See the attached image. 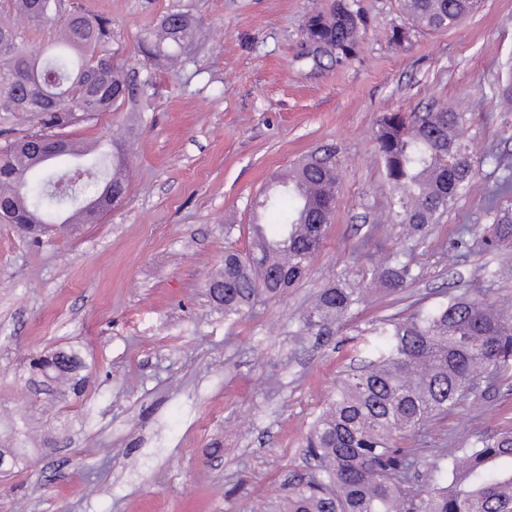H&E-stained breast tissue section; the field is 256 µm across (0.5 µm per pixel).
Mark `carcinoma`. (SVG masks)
<instances>
[{"label": "carcinoma", "mask_w": 512, "mask_h": 512, "mask_svg": "<svg viewBox=\"0 0 512 512\" xmlns=\"http://www.w3.org/2000/svg\"><path fill=\"white\" fill-rule=\"evenodd\" d=\"M331 0L311 14L306 41L353 55L364 22H354L346 4ZM417 26L449 29L475 12L480 0H402ZM11 21L0 19V112L22 113L33 131L20 138L0 135V199L19 208L1 213L6 224L37 225L50 214L70 209L90 213L99 197L126 192V158L121 148L112 160L93 151L69 157L84 177L75 182L70 168H53L37 183L33 171L37 141L49 142L56 130L91 123L135 98L136 88L117 68L98 84L91 72L103 59L119 55L112 20L78 9L73 0H7ZM56 29L57 37L39 51L29 31ZM194 19L181 12L165 15L143 37L147 57H174L186 50ZM466 112L437 110L385 116L375 134L392 189L396 223L414 234L425 232L448 210L473 179L469 147L462 133ZM339 174L326 157L312 155L272 180L252 203L260 221L250 225L246 252L224 253V292L210 282L224 313L240 316L262 297H277L302 280L323 243L336 207ZM376 279L396 292L415 280L409 264L395 260L376 271ZM363 289L344 277L321 290L303 317L301 330H320L353 316ZM382 343L374 359L340 377L328 407L306 439L314 460L308 473L269 512H512V428L473 434L454 453L425 463L397 446L434 418L448 414L479 384L482 374L512 362V312L477 299L455 296L436 307L382 321ZM79 354L61 350L33 362L34 376L47 388L63 380L82 393ZM428 482L417 484L419 468Z\"/></svg>", "instance_id": "1"}]
</instances>
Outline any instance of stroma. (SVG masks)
<instances>
[{"mask_svg":"<svg viewBox=\"0 0 512 512\" xmlns=\"http://www.w3.org/2000/svg\"><path fill=\"white\" fill-rule=\"evenodd\" d=\"M111 18L113 60L142 94L62 129L86 145L125 143L123 200L74 232L0 223V512H263L310 461L302 443L345 371L373 358L382 319L451 295L512 307V240L482 241L512 193V0H483L450 29H413L401 0H357L356 53L313 62L303 25L328 0H76ZM171 12L195 19L178 60H146L140 39ZM468 113L474 177L426 237L387 220L391 191L374 141L382 115ZM329 155L339 194L308 276L228 318L208 293L224 251L250 245V201L280 170ZM233 225L225 235V225ZM417 274L390 293L388 258ZM360 282L358 314L325 336L298 329L319 292ZM78 350L82 396L26 383L32 357ZM512 425V368L484 379L405 444L431 459Z\"/></svg>","mask_w":512,"mask_h":512,"instance_id":"obj_1","label":"stroma"}]
</instances>
